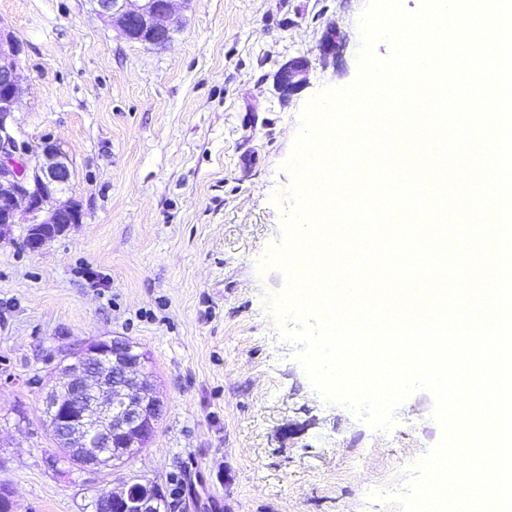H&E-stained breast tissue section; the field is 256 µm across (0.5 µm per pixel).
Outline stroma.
<instances>
[{"mask_svg":"<svg viewBox=\"0 0 512 512\" xmlns=\"http://www.w3.org/2000/svg\"><path fill=\"white\" fill-rule=\"evenodd\" d=\"M365 4L193 0L173 41L147 48L90 0H0L25 44L20 130L68 152L85 212L38 252L25 225L0 236V486L15 512H93L133 479L169 512H401L409 459L442 438L432 395H410L387 430L325 400L280 336L286 280L261 265L283 245L302 110L354 81ZM303 57L302 88L282 97L277 71ZM104 336L148 354L162 412L144 448L92 472L67 460L42 398L62 356Z\"/></svg>","mask_w":512,"mask_h":512,"instance_id":"obj_1","label":"stroma"}]
</instances>
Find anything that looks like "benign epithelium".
<instances>
[{"label": "benign epithelium", "instance_id": "7a95c632", "mask_svg": "<svg viewBox=\"0 0 512 512\" xmlns=\"http://www.w3.org/2000/svg\"><path fill=\"white\" fill-rule=\"evenodd\" d=\"M192 0H90L130 41L147 47L169 44L181 26L175 2ZM22 41L0 21V229L27 224L24 246L42 250L49 242L82 223L83 210L62 199L73 177L69 155L46 141L30 151L21 138L15 114L22 93ZM306 62L284 65L278 89L291 95L302 81ZM148 356L131 342L92 340L69 351L57 367L58 382L43 402L58 444L84 467L98 468L119 449L144 447L161 413V402L148 380ZM113 512H160L163 491L151 482L133 480L119 491L105 490L96 499Z\"/></svg>", "mask_w": 512, "mask_h": 512}]
</instances>
